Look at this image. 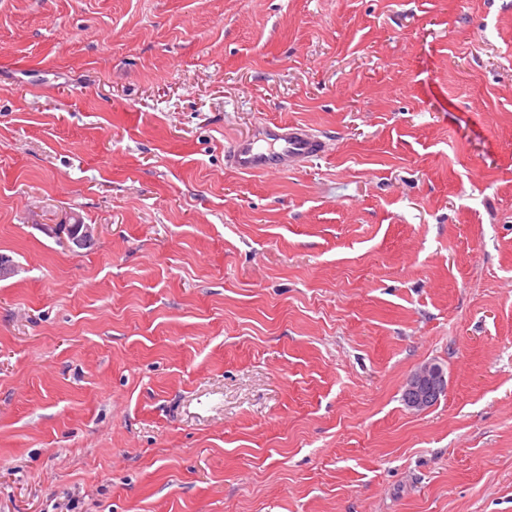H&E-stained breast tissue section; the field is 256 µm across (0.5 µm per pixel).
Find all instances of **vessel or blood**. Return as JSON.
<instances>
[{"mask_svg":"<svg viewBox=\"0 0 512 512\" xmlns=\"http://www.w3.org/2000/svg\"><path fill=\"white\" fill-rule=\"evenodd\" d=\"M324 151V140L308 127L262 122L250 135L233 141L224 158L242 174L280 173L293 170Z\"/></svg>","mask_w":512,"mask_h":512,"instance_id":"b4317fda","label":"vessel or blood"}]
</instances>
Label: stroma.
<instances>
[{
    "instance_id": "obj_1",
    "label": "stroma",
    "mask_w": 512,
    "mask_h": 512,
    "mask_svg": "<svg viewBox=\"0 0 512 512\" xmlns=\"http://www.w3.org/2000/svg\"><path fill=\"white\" fill-rule=\"evenodd\" d=\"M0 255V512H512V0H0ZM324 152V140L308 127L261 122L250 135L233 141L224 158L238 173L265 174L293 170ZM405 404L414 412L433 406L448 390V383L442 367L436 363L421 365L407 379Z\"/></svg>"
}]
</instances>
